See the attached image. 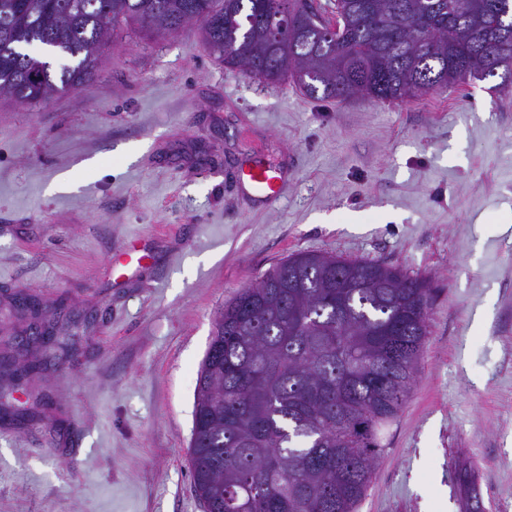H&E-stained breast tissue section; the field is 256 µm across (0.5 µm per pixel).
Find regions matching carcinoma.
Listing matches in <instances>:
<instances>
[{
    "instance_id": "1",
    "label": "carcinoma",
    "mask_w": 512,
    "mask_h": 512,
    "mask_svg": "<svg viewBox=\"0 0 512 512\" xmlns=\"http://www.w3.org/2000/svg\"><path fill=\"white\" fill-rule=\"evenodd\" d=\"M0 0V98L36 106L96 79L115 32L192 23L214 59L309 96L404 101L512 72V0ZM288 11L273 43L269 18ZM430 289L371 260L302 252L217 314L189 443L203 512H358L380 432L410 393Z\"/></svg>"
}]
</instances>
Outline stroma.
Instances as JSON below:
<instances>
[{
	"instance_id": "stroma-1",
	"label": "stroma",
	"mask_w": 512,
	"mask_h": 512,
	"mask_svg": "<svg viewBox=\"0 0 512 512\" xmlns=\"http://www.w3.org/2000/svg\"><path fill=\"white\" fill-rule=\"evenodd\" d=\"M283 168L270 205L240 188ZM69 190H56L60 177ZM297 252L433 288L418 373L359 512H512V105L490 82L340 103L227 70L196 27L114 36L96 81L0 100V344L33 314L55 366L0 376V512H202L188 446L224 301Z\"/></svg>"
}]
</instances>
